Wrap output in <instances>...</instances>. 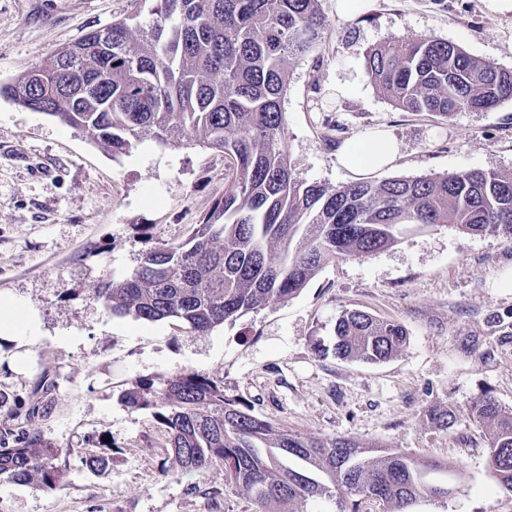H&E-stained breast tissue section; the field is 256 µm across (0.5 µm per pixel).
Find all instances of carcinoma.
Wrapping results in <instances>:
<instances>
[{"label": "carcinoma", "mask_w": 512, "mask_h": 512, "mask_svg": "<svg viewBox=\"0 0 512 512\" xmlns=\"http://www.w3.org/2000/svg\"><path fill=\"white\" fill-rule=\"evenodd\" d=\"M154 2L149 22L114 20L0 85V96L86 133L115 156L147 139L224 154V198L190 236L142 251L121 278L98 280L92 297L113 314L208 332L292 299L329 261L385 249L411 230L452 224L512 240V174L470 170L338 187L294 177L282 99L294 64L332 30L321 0ZM34 70L43 78L36 93ZM365 70L396 108L444 121L512 101L511 69L433 36L374 46ZM406 341L399 322L347 309L333 350L380 364ZM122 399L151 412L176 472L202 474L222 463L225 481L253 512L322 498L335 500L336 512H358L365 496L386 512H412L421 499L448 498V488L427 479L428 463L406 453L371 456L350 437L278 427L204 373L140 378ZM468 415L488 428L487 468L512 493V410L483 392ZM429 420L446 431L458 417L436 407ZM59 454L38 431L0 429V476L58 491Z\"/></svg>", "instance_id": "obj_1"}]
</instances>
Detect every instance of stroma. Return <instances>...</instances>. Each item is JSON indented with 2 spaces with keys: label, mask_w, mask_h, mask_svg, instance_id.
<instances>
[{
  "label": "stroma",
  "mask_w": 512,
  "mask_h": 512,
  "mask_svg": "<svg viewBox=\"0 0 512 512\" xmlns=\"http://www.w3.org/2000/svg\"><path fill=\"white\" fill-rule=\"evenodd\" d=\"M149 0H0V84L88 31L147 15ZM300 58L283 102L296 177L340 186L342 145L382 130L399 145L395 177L512 172V101L444 122L404 112L365 74L367 50L394 37L434 36L512 69V0H373ZM224 195V156L200 145L146 143L112 156L85 133L0 97V298L38 313L37 337L0 339V424L39 428L62 449L66 486L48 493L0 476V512H252L214 464L205 474L164 465L165 435L121 398L135 379L194 370L223 380L253 414L307 436H345L439 463L444 502L415 512H512L485 464V426L468 416L484 390L512 409V241L445 224L394 246L327 263L287 303L207 333L112 314L92 297L102 275L134 269L142 250L185 240ZM358 308L402 323L406 346L371 365L336 357L333 328ZM41 402L40 413L26 418ZM458 417L448 431L436 407ZM93 449L107 466L83 468Z\"/></svg>",
  "instance_id": "obj_1"
}]
</instances>
